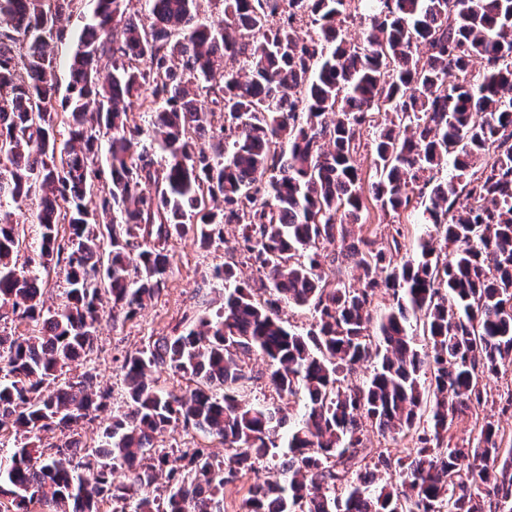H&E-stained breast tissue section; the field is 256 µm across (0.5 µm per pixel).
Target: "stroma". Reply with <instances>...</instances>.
Returning <instances> with one entry per match:
<instances>
[{"instance_id":"1","label":"stroma","mask_w":512,"mask_h":512,"mask_svg":"<svg viewBox=\"0 0 512 512\" xmlns=\"http://www.w3.org/2000/svg\"><path fill=\"white\" fill-rule=\"evenodd\" d=\"M168 254L171 268L162 290L131 319L115 322L103 317L93 351L72 367L76 376L91 373L94 388L112 390L108 409L100 411L94 422L85 425L84 444H93L100 428L108 424L111 414L122 404L124 356L142 349L150 339L176 334L182 328L183 319H194L205 310L221 307V292L209 288L213 268L234 266L238 280L254 289L262 286L255 266L243 261L237 225H225L223 241L206 247L200 246L191 234L172 240Z\"/></svg>"}]
</instances>
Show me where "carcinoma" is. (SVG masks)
I'll list each match as a JSON object with an SVG mask.
<instances>
[{
  "mask_svg": "<svg viewBox=\"0 0 512 512\" xmlns=\"http://www.w3.org/2000/svg\"><path fill=\"white\" fill-rule=\"evenodd\" d=\"M84 2L0 0V320L31 330L0 331V512H224V485L269 460L238 512H512V440L488 420L474 444L450 434L512 365V0H93V23L73 34L63 22ZM205 3L224 23L200 21ZM354 10L368 21L361 46L344 36ZM137 112L151 117L147 146ZM34 198L27 266L40 274L13 260L26 235L1 211ZM371 209L428 225L417 257L348 241ZM226 224L268 297L214 269L224 305L126 356L125 409L80 447L112 390L66 372L91 352L104 300L112 318L134 316L166 283L167 242L191 230L208 245ZM53 264L68 288L51 309ZM381 292L391 303L375 318ZM285 301L309 308V330L285 326ZM421 312L424 351L409 335ZM252 355L280 403H245ZM153 367L193 388L149 383ZM363 418L414 446H369ZM179 422L220 438L224 458L193 445L168 466L155 439Z\"/></svg>",
  "mask_w": 512,
  "mask_h": 512,
  "instance_id": "cac0c4a2",
  "label": "carcinoma"
}]
</instances>
